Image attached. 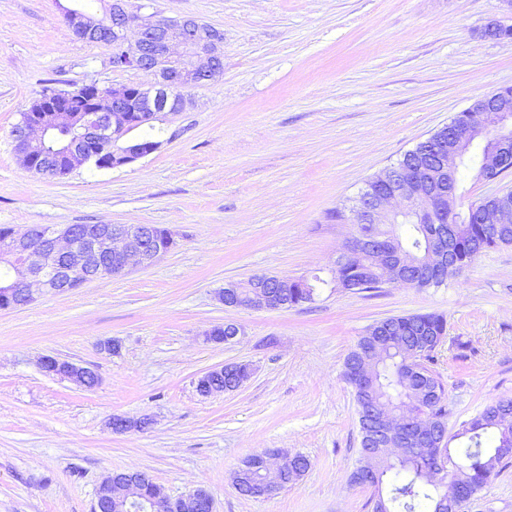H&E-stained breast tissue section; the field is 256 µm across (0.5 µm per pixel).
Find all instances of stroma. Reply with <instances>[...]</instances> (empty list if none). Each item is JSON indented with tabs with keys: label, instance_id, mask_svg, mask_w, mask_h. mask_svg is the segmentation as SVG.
Masks as SVG:
<instances>
[{
	"label": "stroma",
	"instance_id": "obj_1",
	"mask_svg": "<svg viewBox=\"0 0 512 512\" xmlns=\"http://www.w3.org/2000/svg\"><path fill=\"white\" fill-rule=\"evenodd\" d=\"M82 0H0V225L151 224L175 244L152 266L0 309V512H92L109 473L139 470L177 497L198 487L214 512H372L350 484L359 458L346 354L382 319L436 313L447 334L429 369L448 429L512 397V246L447 285L324 290L285 310L229 308V282L267 273L332 276L351 238L350 201L480 96L512 87L503 0H129L132 20L192 17L224 34V70L159 114V148L110 169L50 178L18 160L11 131L46 88L139 83L110 46L76 40ZM242 325L236 344L206 335ZM114 340L118 353L103 350ZM56 356L92 368L85 388L47 374ZM250 364L240 390L208 398L197 376ZM146 420L122 433L113 417ZM301 453L309 471L268 499L238 494L249 455ZM463 512H512V466Z\"/></svg>",
	"mask_w": 512,
	"mask_h": 512
}]
</instances>
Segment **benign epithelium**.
<instances>
[{"instance_id": "1", "label": "benign epithelium", "mask_w": 512, "mask_h": 512, "mask_svg": "<svg viewBox=\"0 0 512 512\" xmlns=\"http://www.w3.org/2000/svg\"><path fill=\"white\" fill-rule=\"evenodd\" d=\"M73 37L81 42L103 43L112 46V70L136 71L148 77L145 83L112 85L104 92L92 85L94 95L88 97L87 106L71 116L66 106L72 94L58 91L47 99L42 118L24 123L16 133V146L23 156L63 155L73 159L74 167L82 166L86 159L102 153L111 155L110 165L120 167L154 152L158 145L133 141L119 142L127 135L132 120L150 122L160 112H181L187 99L184 91L210 80L224 67V34L216 27L193 18H159L154 14L143 17L140 36L135 47L126 42L128 21L127 0H109L104 16L97 19L91 13L72 9L65 14ZM468 111L484 114L482 123H467L462 129H451L452 145L448 153H440L438 166L454 171L472 145L481 141L486 132L497 130L500 136L487 164L483 180L494 182L512 170V88L494 92L486 99L472 104ZM65 129L70 137L58 148L46 147L45 140L53 133ZM392 175L377 178L375 188L361 191L357 206L352 209L354 223L395 224L397 220L414 215L425 220L457 210L456 198L435 190L425 191L414 181L387 187ZM478 219L497 232L512 225V208L471 206ZM432 264L443 268L451 260L448 233L445 229L433 231L429 236ZM172 241L162 244L155 239L149 224H69L61 230L50 226L34 225L23 233L11 232L0 236V263L6 266L0 281V298L7 301L4 308H16L33 299L32 286L42 292L56 294L75 288L103 276H118L134 268H147L168 252ZM361 256L374 259L381 271L394 262V241L371 247V238L361 242L350 241L346 251L338 258L344 262ZM255 283L248 307L286 309L288 299L278 291V283H261V275L251 276ZM382 346L373 347L367 360L357 356L348 368V379L355 389L370 388L376 380ZM53 365V373L63 379L87 386L89 369L68 360L46 356L42 367ZM238 364L231 362L206 371L195 380L196 392L202 397L228 393L240 388ZM214 373L224 374V387L211 386ZM409 426L415 430L435 459L429 480L443 482V448L448 446V431L433 426L430 420L416 413L404 414L398 420L381 409L374 411L375 438L367 442L361 452L375 457L379 468L405 453L395 440L396 432ZM260 466L269 479L268 491L275 490L287 475L283 463L272 467V455H262ZM149 475L136 471L129 474L110 473L98 486L96 496H106L112 512H131L140 500L141 484ZM194 507L197 512H213V498L204 488L186 494L157 500L149 505V512H185Z\"/></svg>"}]
</instances>
